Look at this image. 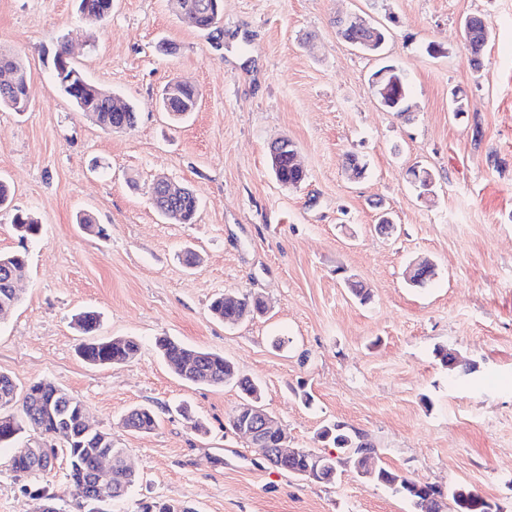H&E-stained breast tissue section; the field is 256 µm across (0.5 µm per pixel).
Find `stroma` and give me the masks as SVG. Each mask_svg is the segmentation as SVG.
Wrapping results in <instances>:
<instances>
[{
	"label": "stroma",
	"instance_id": "1",
	"mask_svg": "<svg viewBox=\"0 0 512 512\" xmlns=\"http://www.w3.org/2000/svg\"><path fill=\"white\" fill-rule=\"evenodd\" d=\"M75 3L0 0V52L23 59L31 87L26 112L0 108V179L42 226L25 246L22 300L0 317V373L21 386L54 381L125 449L138 481L110 512L150 501L194 512H412L319 439L334 423L400 475L468 485L512 512V0H222L207 31L185 24L173 0H112L100 24ZM469 15L492 26L477 70L461 29ZM348 16L389 24L381 56L338 36ZM63 41L87 78L135 103L134 128L102 129L61 93L51 62ZM431 42L443 54L428 55ZM386 63L408 80L402 117L370 84ZM175 81L200 94L178 125L160 107ZM280 138L298 151V186L270 172ZM350 153L366 162L363 178L347 171ZM414 167L433 177L427 194L410 182ZM160 174L198 197L194 223L156 211L149 190ZM81 211L98 232L76 223ZM383 211L393 233L375 229ZM188 249L199 257L190 267ZM422 259L435 275L411 286L406 270ZM224 292L260 297L267 310L224 323L209 312ZM88 309L99 338H136L138 354L82 360L72 318ZM163 336L260 382L292 448L340 457L335 481L273 467L229 423L239 390L184 382L156 352ZM439 347L457 353L458 368L443 366ZM136 406L155 410L152 433L122 427ZM11 454L0 450V512H38L36 488L78 512L65 459L18 480Z\"/></svg>",
	"mask_w": 512,
	"mask_h": 512
}]
</instances>
